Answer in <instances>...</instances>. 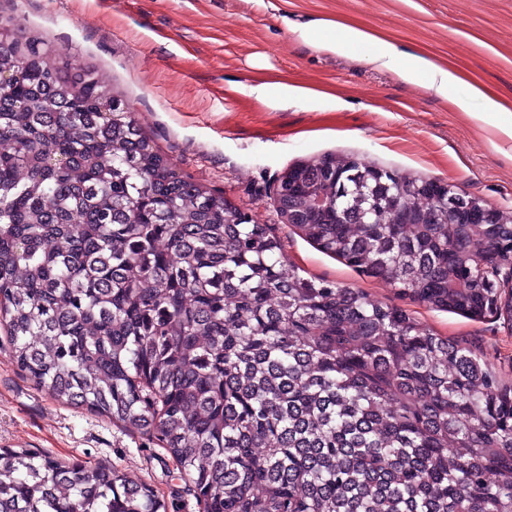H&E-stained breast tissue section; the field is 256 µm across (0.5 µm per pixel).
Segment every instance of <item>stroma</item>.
<instances>
[{
    "instance_id": "obj_1",
    "label": "stroma",
    "mask_w": 512,
    "mask_h": 512,
    "mask_svg": "<svg viewBox=\"0 0 512 512\" xmlns=\"http://www.w3.org/2000/svg\"><path fill=\"white\" fill-rule=\"evenodd\" d=\"M47 48L88 67L122 97L184 175L275 228L306 275L399 306L482 355L512 383V321L471 319L399 296L384 280L319 251L278 215L273 188L288 169L326 155L455 185L512 212V139L453 100L477 83L512 111V0H0ZM344 22L452 66L447 97L366 60L299 39L297 26ZM287 85L288 107L251 86ZM0 448L113 467L152 488L167 512L197 500L155 440L51 400L13 363L0 326Z\"/></svg>"
}]
</instances>
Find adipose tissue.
<instances>
[{"instance_id":"1","label":"adipose tissue","mask_w":512,"mask_h":512,"mask_svg":"<svg viewBox=\"0 0 512 512\" xmlns=\"http://www.w3.org/2000/svg\"><path fill=\"white\" fill-rule=\"evenodd\" d=\"M298 36L305 41L321 43L339 54L368 47L370 63L396 73L405 82L423 85L440 97L447 96L449 88L460 81L452 68L436 65L424 56L402 51L387 39L351 25L332 23L317 29H302ZM476 99L481 102L477 110L472 107ZM455 104L474 119L492 124L501 135L512 139V113L503 111L498 100L480 87L470 86L466 95L456 98Z\"/></svg>"}]
</instances>
